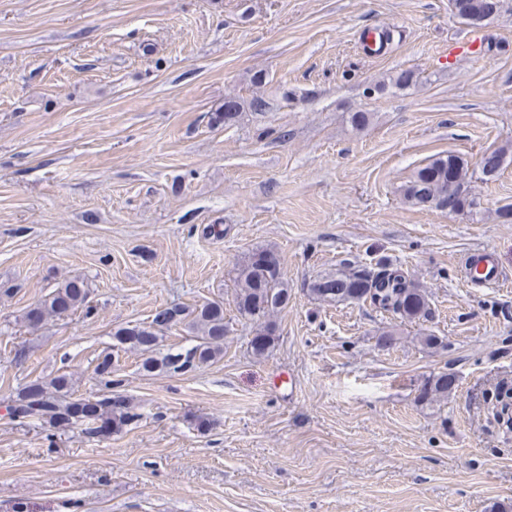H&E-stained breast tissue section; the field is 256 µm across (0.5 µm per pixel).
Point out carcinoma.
<instances>
[{"label": "carcinoma", "instance_id": "carcinoma-1", "mask_svg": "<svg viewBox=\"0 0 512 512\" xmlns=\"http://www.w3.org/2000/svg\"><path fill=\"white\" fill-rule=\"evenodd\" d=\"M455 15L465 23L480 26L487 13L502 8L501 0H450ZM417 83L412 70H401L375 86L383 91L388 86L408 89ZM243 104L235 97L224 99V110L215 112L216 125H228L241 114ZM458 189V210L476 206L469 195L473 173L458 155L448 152L433 157L419 168L402 190L406 204L417 208H441L448 200V178ZM233 303L239 317L253 325L250 348L254 355L268 353L274 342L275 313L288 307L291 292L281 261L267 248L252 251L238 263L234 275ZM310 292L330 304L367 303L380 312L404 322L426 320L431 314L430 301L421 288L387 259L367 268L347 260L332 271L318 276ZM90 288L81 277H70L59 283L25 313L24 320L38 325L47 319L84 307ZM178 325L185 326L191 336L189 347L162 348L163 332ZM224 302H207L188 312L179 307H166L148 322L126 325L112 331V350L96 359L93 373L104 382V391L92 399L72 397V378L63 373L49 380L37 378L27 383L8 406L10 417L19 422L41 421L65 430L77 423L89 435L110 436L135 424L140 414L121 391L122 380L114 378L115 353H133L140 358L139 370L146 374L184 375L211 364L224 354ZM455 388V378L445 372L428 379L419 392L423 402H437Z\"/></svg>", "mask_w": 512, "mask_h": 512}]
</instances>
